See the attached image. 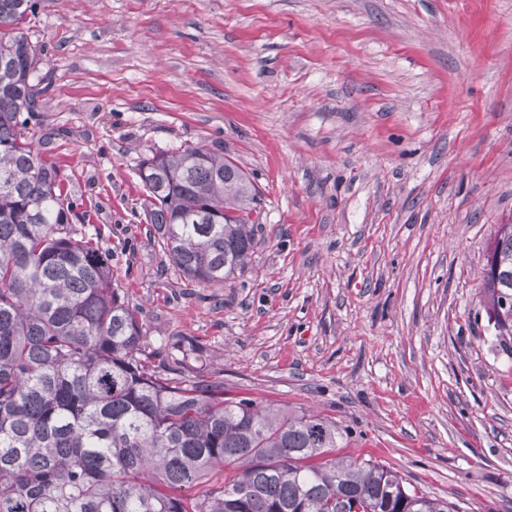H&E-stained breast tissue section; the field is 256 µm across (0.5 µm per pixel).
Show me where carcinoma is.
Masks as SVG:
<instances>
[{
	"label": "carcinoma",
	"mask_w": 512,
	"mask_h": 512,
	"mask_svg": "<svg viewBox=\"0 0 512 512\" xmlns=\"http://www.w3.org/2000/svg\"><path fill=\"white\" fill-rule=\"evenodd\" d=\"M35 25L32 0H0V512H457L339 453L334 420L225 396L189 370L194 345L152 363L138 309L74 237L58 168L34 147L48 91ZM138 176L180 275L210 286L246 270L261 193L233 160L181 145L143 157ZM488 251L484 311L506 343L512 224Z\"/></svg>",
	"instance_id": "1"
}]
</instances>
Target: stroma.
<instances>
[{
	"label": "stroma",
	"mask_w": 512,
	"mask_h": 512,
	"mask_svg": "<svg viewBox=\"0 0 512 512\" xmlns=\"http://www.w3.org/2000/svg\"><path fill=\"white\" fill-rule=\"evenodd\" d=\"M40 150L141 311L230 396L313 410L459 512H512V349L483 308L512 224V0H37ZM259 187L248 268L186 281L140 160Z\"/></svg>",
	"instance_id": "1"
}]
</instances>
